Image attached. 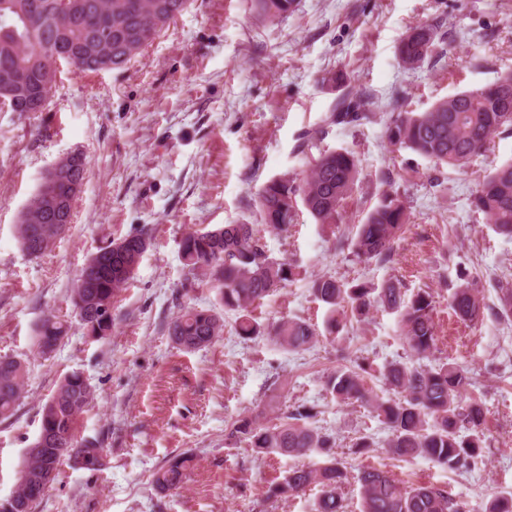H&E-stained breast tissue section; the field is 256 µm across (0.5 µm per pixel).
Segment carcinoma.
Instances as JSON below:
<instances>
[{
  "label": "carcinoma",
  "mask_w": 512,
  "mask_h": 512,
  "mask_svg": "<svg viewBox=\"0 0 512 512\" xmlns=\"http://www.w3.org/2000/svg\"><path fill=\"white\" fill-rule=\"evenodd\" d=\"M30 0H0V71L24 70L33 90L51 94L58 65L81 74L98 73L102 50L112 56V68H120L152 44L191 5V0H41L39 16L27 8ZM259 15L280 19L294 12L297 0H254ZM93 14L101 29L85 25ZM438 23H421L401 39L398 54L406 69H413L435 50ZM28 96L18 94L0 101V112H23ZM360 101L350 100L331 121L351 123L370 119L358 111ZM384 124L389 145L409 149L435 163L462 165L485 153L495 135L512 132V71L478 89L462 91L436 102L427 112H413L408 103H397ZM81 163L66 181L57 185L65 204L56 213L46 212L35 194L24 220L16 225L19 244L32 257L43 255L72 222L76 195L70 183L84 182ZM359 161L348 149L322 150L312 156L307 170L292 177L272 178L257 192L262 223L286 232L304 208L318 224H334L344 209L357 175ZM471 206L482 213L493 230L512 238V160L494 168L471 197ZM408 221L405 206L387 192L358 225L351 239L352 254L364 263L390 261L396 240ZM151 246L141 229L113 240L92 253L81 269L70 299L87 335L101 340L112 334L115 296L132 278ZM179 252L189 277L184 288L216 290L219 305L238 313L236 331L243 339L267 335L289 352L309 349L318 341L317 330L301 318L282 317L267 326L251 315L250 307L292 281L296 266L276 259L266 250L254 224H226L210 230H192L181 239ZM461 284L448 298V308L460 321L483 319L486 306L479 297L478 272L464 268L457 273ZM498 305L493 315L512 320V287L496 281ZM315 299L328 308L327 340L343 339L354 322L368 318L374 309L398 316L399 332L409 350L407 361H391L380 367L367 357H356L325 378L327 394L339 404L371 408L385 425L387 453L398 457H424L453 471L468 470L483 458L486 410L473 394V374L466 367L429 361L436 345L434 297L418 289L407 294L391 279L375 284L368 280L347 282L332 275L315 278ZM224 319L217 308L184 307L169 322L171 340L185 351L213 344L223 333ZM68 326L45 319L38 331V353L48 356L67 335ZM27 370L13 357L0 356V419L10 418L25 388ZM382 380L394 396H379L370 385ZM93 400V391L82 374L67 375L42 409L41 427L34 447L38 454L26 459L13 502L0 503V512H33L46 486L33 479L45 470H58L63 460L96 471L103 466L102 448L95 439L75 442V423ZM311 409L297 406L271 418L258 414L229 422L224 428L227 445L244 444L258 458L287 455L324 456L322 464H300L273 481L267 498L288 500L316 487L312 512H343L341 489L347 471L336 458V433L309 424ZM192 458L175 455L155 475V485L165 491L183 484ZM359 512H467L465 504L445 489L427 483L406 487L388 473L365 468L357 476ZM485 512H512V494L495 496Z\"/></svg>",
  "instance_id": "carcinoma-1"
}]
</instances>
